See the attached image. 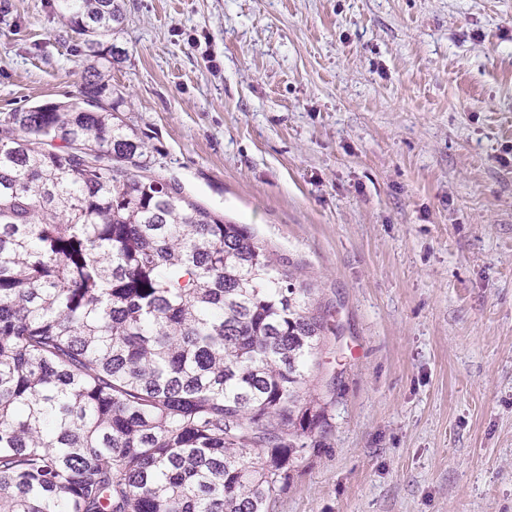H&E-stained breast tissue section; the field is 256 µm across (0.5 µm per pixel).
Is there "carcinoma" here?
Segmentation results:
<instances>
[{
    "instance_id": "carcinoma-1",
    "label": "carcinoma",
    "mask_w": 512,
    "mask_h": 512,
    "mask_svg": "<svg viewBox=\"0 0 512 512\" xmlns=\"http://www.w3.org/2000/svg\"><path fill=\"white\" fill-rule=\"evenodd\" d=\"M79 96L0 115V512H274L325 402L329 305L249 227L151 175L103 39Z\"/></svg>"
}]
</instances>
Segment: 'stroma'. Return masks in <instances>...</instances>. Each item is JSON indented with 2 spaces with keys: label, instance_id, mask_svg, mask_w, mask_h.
<instances>
[{
  "label": "stroma",
  "instance_id": "1",
  "mask_svg": "<svg viewBox=\"0 0 512 512\" xmlns=\"http://www.w3.org/2000/svg\"><path fill=\"white\" fill-rule=\"evenodd\" d=\"M154 172L331 306L328 426L275 512H512V0H124ZM59 0H0V113L77 95Z\"/></svg>",
  "mask_w": 512,
  "mask_h": 512
}]
</instances>
